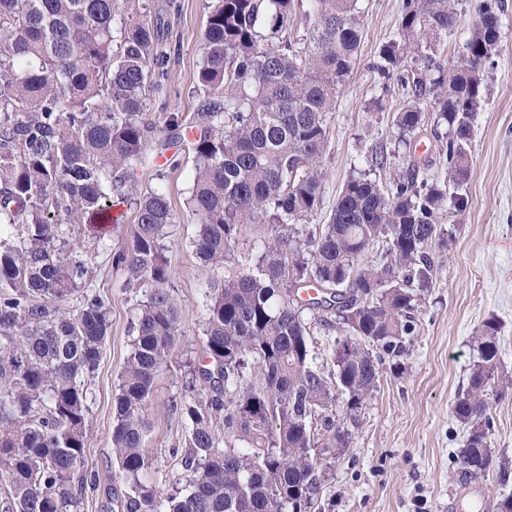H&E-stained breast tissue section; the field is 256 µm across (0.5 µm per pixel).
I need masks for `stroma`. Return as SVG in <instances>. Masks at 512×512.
I'll use <instances>...</instances> for the list:
<instances>
[{"label": "stroma", "mask_w": 512, "mask_h": 512, "mask_svg": "<svg viewBox=\"0 0 512 512\" xmlns=\"http://www.w3.org/2000/svg\"><path fill=\"white\" fill-rule=\"evenodd\" d=\"M171 12V35L178 52L169 67L166 100L148 97L146 112L165 136L164 120L176 113L190 118L196 109L195 79L202 56L207 14L205 0H177ZM404 0H358L363 38L350 82L339 94L329 125L322 161L320 205L309 224L326 223L351 175L370 170L386 185L408 166L419 169V182L448 178L441 142L430 126L419 129L411 149L398 147L393 122L407 99L400 84L381 78L373 65L385 43L398 35ZM500 39L485 67V103L478 112L470 143L471 167L464 190L465 211L445 203L435 215L441 231L431 250L436 275L415 316L417 333L407 355L386 360L382 378L351 425L348 448L324 460L323 481L311 512H448L449 498L463 490L458 450L465 429L451 414L476 353L475 330L487 319L500 326L502 363L512 372V0H502ZM390 155L383 169H371L376 154ZM177 222L169 226L166 247L173 296L182 315V334L167 368L155 381L148 408L151 429L145 438L150 465L146 485L166 490L183 473L178 455L188 439L185 422L172 416L168 404L179 395L202 356L201 331L205 291L218 279L204 265L191 241L197 220L185 207L193 186L194 159L188 144L166 151L153 166L138 173L141 191L156 187V170ZM92 284L112 303V331L99 366L88 380L90 407L85 464L100 484L86 490L80 512H123L126 485L114 479L112 422L121 371L130 351L135 295L121 285L124 270L113 268L106 250L93 251ZM494 467L480 479L482 495L497 502L512 491V391L494 402Z\"/></svg>", "instance_id": "stroma-1"}]
</instances>
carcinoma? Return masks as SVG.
Wrapping results in <instances>:
<instances>
[{
	"instance_id": "obj_1",
	"label": "carcinoma",
	"mask_w": 512,
	"mask_h": 512,
	"mask_svg": "<svg viewBox=\"0 0 512 512\" xmlns=\"http://www.w3.org/2000/svg\"><path fill=\"white\" fill-rule=\"evenodd\" d=\"M127 19L114 25L119 8ZM175 0H0V508L77 512L98 475L85 469V380L111 330L109 298L86 290L88 253L63 226H78L128 272L132 348L115 397V478L126 512H280L313 504L324 458L348 447L336 394L354 415L378 387L385 359L403 356L414 312L435 275L428 252L436 211L469 173V144L483 73L500 38L501 0H479L470 37L448 79L402 76L409 61L441 70L436 53L459 23L454 0H406L400 39L374 69L399 77L409 101L396 114L405 146L436 112L448 181L423 190L417 170L389 186L359 172L329 222L312 227L323 187L320 159L336 101L362 39L357 0H211L196 85V112L171 114L156 137L147 93L168 95L176 45L166 17ZM190 129L194 179L186 207L192 246L221 268L258 227L254 263L209 284L202 336L203 387L169 401L188 424L183 485L161 497L140 481L154 383L182 335L163 240L176 216L163 186L141 195L137 170ZM134 205L130 243H106L113 200ZM386 245L384 262L364 264ZM79 294L72 310L70 299ZM311 312L306 319L305 312ZM334 338L336 373L314 367L310 321ZM499 326L472 337L477 361L451 413L467 428L462 474L494 466V400L512 388L501 371Z\"/></svg>"
}]
</instances>
